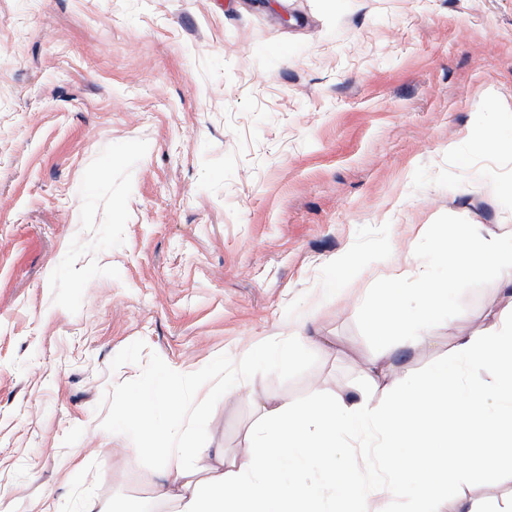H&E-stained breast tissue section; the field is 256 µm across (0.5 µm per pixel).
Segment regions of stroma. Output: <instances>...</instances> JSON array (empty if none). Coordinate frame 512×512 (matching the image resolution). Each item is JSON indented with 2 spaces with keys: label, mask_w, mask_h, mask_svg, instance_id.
I'll return each instance as SVG.
<instances>
[{
  "label": "stroma",
  "mask_w": 512,
  "mask_h": 512,
  "mask_svg": "<svg viewBox=\"0 0 512 512\" xmlns=\"http://www.w3.org/2000/svg\"><path fill=\"white\" fill-rule=\"evenodd\" d=\"M445 213L512 235V0H0V512H173L117 419L167 366L188 398L246 356L188 434L228 463L268 402L384 412L512 313L497 280L423 344L360 334ZM511 499L475 466L436 509ZM198 395H212L227 390L235 378L232 371H228L222 357L218 362L201 366L193 374Z\"/></svg>",
  "instance_id": "1"
}]
</instances>
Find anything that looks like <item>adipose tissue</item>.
<instances>
[{
    "label": "adipose tissue",
    "instance_id": "1",
    "mask_svg": "<svg viewBox=\"0 0 512 512\" xmlns=\"http://www.w3.org/2000/svg\"><path fill=\"white\" fill-rule=\"evenodd\" d=\"M461 362L496 369V384H460L457 365ZM178 380L175 370L166 369L156 384L140 389L121 412L123 419L149 434L157 404L170 410L174 422L162 450L168 465L155 492L175 504V512H290L294 505L313 507L324 501L332 504L334 512H346L347 502L356 497L368 500L370 512H388L389 497L405 494L404 482H394L384 495L369 485L337 481L334 448L342 431H381L388 446L381 450L378 463L390 474L401 470L395 449H416L415 497L422 504L451 477L469 469L471 461L463 449L470 446L473 435L491 443H512V323H494L479 335L460 337L455 360L439 364L417 387L395 395L379 416L364 406L337 401L301 409L264 405L252 430V454L230 465L219 453L188 459L177 444L188 415L187 405L176 393ZM493 395L503 397L505 404L500 415L489 421L480 407ZM313 458L322 463L316 477L307 482L288 480L289 470L304 467Z\"/></svg>",
    "mask_w": 512,
    "mask_h": 512
}]
</instances>
